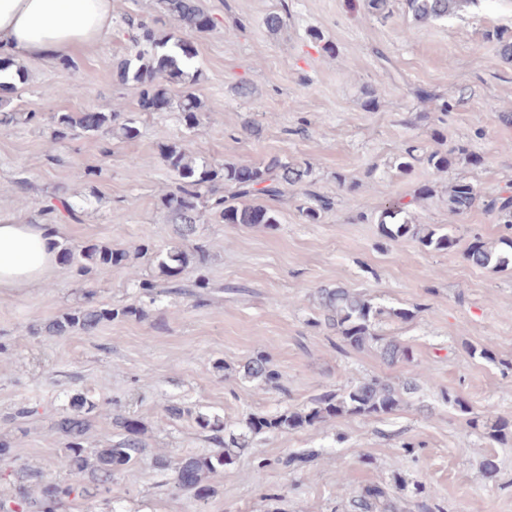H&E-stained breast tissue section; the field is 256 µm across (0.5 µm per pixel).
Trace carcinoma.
<instances>
[{
	"label": "carcinoma",
	"instance_id": "carcinoma-1",
	"mask_svg": "<svg viewBox=\"0 0 512 512\" xmlns=\"http://www.w3.org/2000/svg\"><path fill=\"white\" fill-rule=\"evenodd\" d=\"M475 0H405L408 13L419 23H428L456 15ZM158 8L181 28L203 33L209 30L207 14L200 0H157ZM130 39L138 51L116 64V75L121 84L137 85L141 103L162 102L167 108H177L180 122L191 117L194 125L200 123L202 103L190 87L204 80L203 70L196 65L197 52L188 41L171 33L160 32L144 21L126 20ZM500 43V58L512 61V38L500 30L488 33ZM183 84L185 90L178 103H173L170 85ZM36 118L34 112H16L4 109L0 101V125L28 124ZM55 129L47 143L46 153L52 155L58 145L80 134H110L116 138L133 139L138 136L136 119L117 107L110 112L87 110L59 112L54 116ZM454 147L445 150L421 152L406 144L397 157L396 168L407 171L415 162H421L437 173H446ZM160 154L172 170L175 189L160 197V208L173 227L174 240L168 247L157 249L149 236H144L132 250H116L99 243L72 246L59 245L63 263L82 280L95 269L118 267L126 270L134 280L139 299L124 305L100 304L94 292L82 290L74 306L44 324L40 332L47 336L64 337L74 332L94 333L97 328L116 319L143 320L148 317L146 304H153L160 296H190L202 303L211 288L210 280L202 273L208 258L204 245L196 242L198 226L208 215L224 224L270 228L278 223L273 211L246 200L258 196L280 197L291 187L303 188L310 183L312 168L306 162H288L271 156L257 163L224 162L214 164L194 154L187 146L166 143ZM309 205L302 214L310 223L317 222L331 208L328 198L305 192ZM431 197L425 188L410 200L398 198L386 207L379 224L389 240L412 237L427 251H448L456 245V237L439 227L414 224L409 220L410 210ZM479 200L474 185L465 180L448 183V209L453 214L468 212ZM485 211L501 223L512 226V194H492L483 200ZM147 259L157 270L153 279L139 276L134 260ZM465 259L479 268L498 270L512 264V252L495 248L482 237H474L466 250ZM320 310L314 320L317 327L326 328L336 336L337 347L357 351L374 350L389 365L410 364L413 349L395 337L378 332L385 318L406 320L411 313L403 309L378 305L365 294L344 286H322L316 291ZM239 377L257 381L263 386L277 384L279 373L272 361L258 354L237 370ZM418 390L414 379L394 383L378 377L350 382L337 391H327L305 407H286L273 414L253 413L244 424V431L226 430L224 420L180 401H167L164 412L170 420H191L215 449L206 453H188L174 463L159 458L156 466L171 471V485L177 492H187L197 500H207L213 491L211 482L234 464L238 455L252 445L253 439L266 433H289L313 427L337 417H373L390 414L408 403ZM112 416L116 440L102 447L88 446V433L99 416ZM473 428H482L488 437L504 443L512 438V421L488 412L478 419H468ZM55 433L63 438L65 448L55 462V468L67 475L57 479L40 468L20 465L0 473V512H61L68 503L94 502L99 496L112 503V492L118 474L136 463L146 448L145 432L138 420L127 414L112 415V402L96 398L84 391L73 393L67 408L54 423ZM315 452L309 449L292 452L282 459L286 468H295L311 461ZM431 494L422 484H414L413 509L410 512H435L430 504ZM348 512H400L389 492L379 486H368L349 500Z\"/></svg>",
	"mask_w": 512,
	"mask_h": 512
}]
</instances>
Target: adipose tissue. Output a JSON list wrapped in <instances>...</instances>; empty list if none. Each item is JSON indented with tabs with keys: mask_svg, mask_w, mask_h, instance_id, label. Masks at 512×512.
Masks as SVG:
<instances>
[{
	"mask_svg": "<svg viewBox=\"0 0 512 512\" xmlns=\"http://www.w3.org/2000/svg\"><path fill=\"white\" fill-rule=\"evenodd\" d=\"M112 33V0H0V56L54 63ZM48 224L0 221V288L40 285L58 261Z\"/></svg>",
	"mask_w": 512,
	"mask_h": 512,
	"instance_id": "obj_1",
	"label": "adipose tissue"
}]
</instances>
